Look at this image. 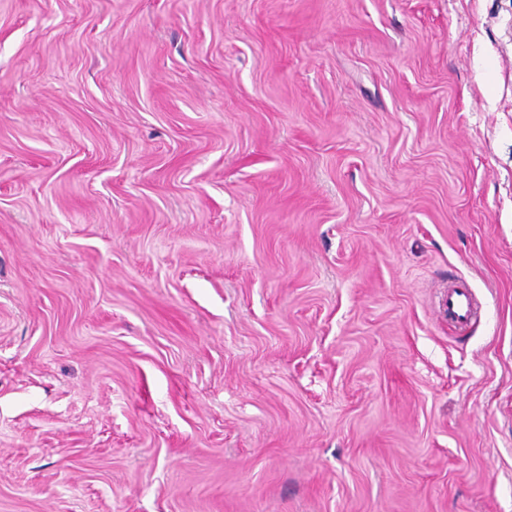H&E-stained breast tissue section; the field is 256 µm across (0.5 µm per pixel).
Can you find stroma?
Instances as JSON below:
<instances>
[{
  "label": "stroma",
  "mask_w": 512,
  "mask_h": 512,
  "mask_svg": "<svg viewBox=\"0 0 512 512\" xmlns=\"http://www.w3.org/2000/svg\"><path fill=\"white\" fill-rule=\"evenodd\" d=\"M0 512H512V0H0ZM445 305L448 324L455 328L468 324L474 315L473 300L468 288L461 286L448 287V297Z\"/></svg>",
  "instance_id": "1"
}]
</instances>
